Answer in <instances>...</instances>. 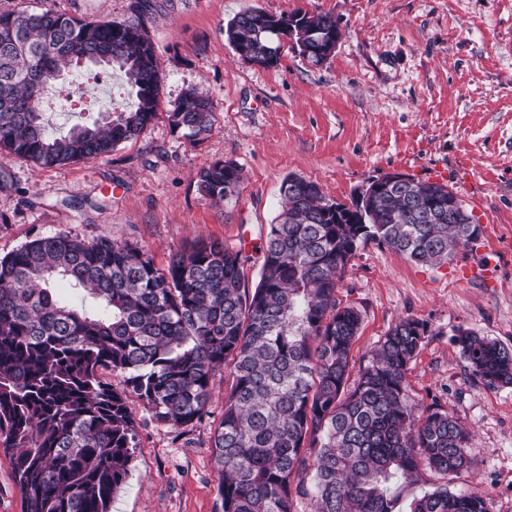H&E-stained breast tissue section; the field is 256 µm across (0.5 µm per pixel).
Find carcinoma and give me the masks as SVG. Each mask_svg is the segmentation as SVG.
<instances>
[{"label":"carcinoma","mask_w":512,"mask_h":512,"mask_svg":"<svg viewBox=\"0 0 512 512\" xmlns=\"http://www.w3.org/2000/svg\"><path fill=\"white\" fill-rule=\"evenodd\" d=\"M296 24L337 40L332 16L298 10L278 17L256 8L226 25L230 44L258 57L282 51L278 25ZM124 73L129 106L65 134L48 130L42 101L84 65ZM160 63L143 5L126 20H82L52 10L0 14V157L37 169L104 158L157 116ZM172 129L196 140L212 131L211 96L187 90L167 113ZM203 196L240 193L230 161L196 173ZM268 227L257 285L249 257L199 239L158 267L143 248L106 234L32 239L0 257V448L9 455L26 512H109L134 455L136 422L127 394L98 371L128 374L131 393L174 429L208 413L217 372L232 385L211 438L217 512H396L387 484L413 481L425 466L441 474L473 467L472 435L448 415L408 403L405 374L425 334L398 321L350 381L361 314L340 306L343 274L358 248L378 242L416 264L453 259L482 227L446 184L410 179L380 193L347 224L336 200L299 179L281 191ZM84 292L91 311L56 293ZM463 358L489 388L512 384V348L463 331ZM312 474V484L292 476ZM409 512H489L476 493L439 486Z\"/></svg>","instance_id":"obj_1"}]
</instances>
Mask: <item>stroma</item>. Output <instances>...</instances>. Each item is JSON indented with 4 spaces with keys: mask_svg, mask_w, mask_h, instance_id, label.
Returning <instances> with one entry per match:
<instances>
[{
    "mask_svg": "<svg viewBox=\"0 0 512 512\" xmlns=\"http://www.w3.org/2000/svg\"><path fill=\"white\" fill-rule=\"evenodd\" d=\"M136 0H0V13L50 9L88 20H124ZM274 15L303 9L334 17L340 39L315 65L284 45L277 66L241 63L224 28L241 10ZM147 33L161 64L158 117L108 156L38 170L0 163V257L38 236L109 235L148 250L158 266L203 236L247 257L245 281L259 280L260 247L280 210V186L293 175L348 203L368 181L398 172L442 182L478 218L480 249L418 266L371 242L352 257L337 290L362 318L351 356L368 364L401 319L426 333L406 371L410 404L434 405L473 435V468L417 482L394 478L401 507L439 485L482 494L489 512H512V385L490 388L457 344L472 330L512 347V0H148ZM208 92L216 122L189 140L165 117L190 88ZM123 77L70 73L42 105L50 132L128 103ZM234 162L237 198L215 205L201 195V167ZM480 262L490 280L459 279ZM232 376L221 371L209 412L180 430L157 422L136 396V449L111 512H216L210 440Z\"/></svg>",
    "mask_w": 512,
    "mask_h": 512,
    "instance_id": "1",
    "label": "stroma"
}]
</instances>
